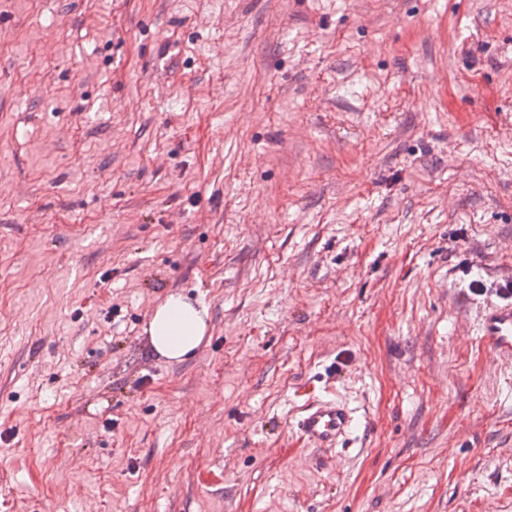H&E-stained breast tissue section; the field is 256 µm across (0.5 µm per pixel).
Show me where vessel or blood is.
<instances>
[{
    "mask_svg": "<svg viewBox=\"0 0 512 512\" xmlns=\"http://www.w3.org/2000/svg\"><path fill=\"white\" fill-rule=\"evenodd\" d=\"M478 334L496 357L512 362V286L502 285L497 301L487 305ZM357 423V416L345 403L319 399L300 410L295 428L314 447L332 448L348 440Z\"/></svg>",
    "mask_w": 512,
    "mask_h": 512,
    "instance_id": "1",
    "label": "vessel or blood"
}]
</instances>
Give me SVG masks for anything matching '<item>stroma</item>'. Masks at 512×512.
<instances>
[{"instance_id":"obj_1","label":"stroma","mask_w":512,"mask_h":512,"mask_svg":"<svg viewBox=\"0 0 512 512\" xmlns=\"http://www.w3.org/2000/svg\"><path fill=\"white\" fill-rule=\"evenodd\" d=\"M508 279L512 0H0V512H512ZM505 281L499 300L483 311L478 325L480 340L501 360L512 362V283ZM208 309L193 304L181 293H170L154 309L148 332L154 350L168 360L191 357L207 333ZM358 418L345 403L336 399H319L304 406L295 421L297 432L315 448H335L349 440Z\"/></svg>"}]
</instances>
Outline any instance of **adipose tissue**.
Returning <instances> with one entry per match:
<instances>
[{"label": "adipose tissue", "mask_w": 512, "mask_h": 512, "mask_svg": "<svg viewBox=\"0 0 512 512\" xmlns=\"http://www.w3.org/2000/svg\"><path fill=\"white\" fill-rule=\"evenodd\" d=\"M208 309L193 304L182 294H169L154 309L148 332L154 350L170 360L191 357L207 333Z\"/></svg>", "instance_id": "obj_1"}]
</instances>
